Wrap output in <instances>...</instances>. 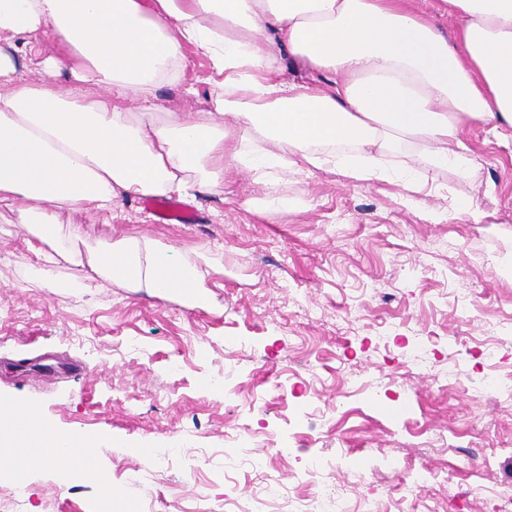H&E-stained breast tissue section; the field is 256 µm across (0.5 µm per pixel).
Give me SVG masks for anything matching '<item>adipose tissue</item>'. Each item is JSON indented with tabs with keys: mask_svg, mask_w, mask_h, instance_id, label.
Listing matches in <instances>:
<instances>
[{
	"mask_svg": "<svg viewBox=\"0 0 512 512\" xmlns=\"http://www.w3.org/2000/svg\"><path fill=\"white\" fill-rule=\"evenodd\" d=\"M437 10L406 0H0V40L18 50L57 40L30 60L44 74L37 81L0 58V208L50 249L33 279L57 285L61 256L86 262L83 288L104 279L205 309L220 256L148 235L83 255L72 249L80 227L60 229L58 210L101 213L122 198L197 185L220 191L232 168L266 178L265 211L280 208L291 171L336 168L412 194L443 171L478 181L463 128L512 143V0H438ZM441 15L455 20L453 33ZM189 45L222 75L210 111L150 118L157 90L182 80ZM285 57L324 89L277 79ZM63 71L88 93L62 91L54 78ZM399 153L403 166L383 168ZM57 433L40 413L0 401V468L16 464L29 437L37 463L63 464Z\"/></svg>",
	"mask_w": 512,
	"mask_h": 512,
	"instance_id": "adipose-tissue-1",
	"label": "adipose tissue"
}]
</instances>
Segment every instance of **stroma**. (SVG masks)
<instances>
[{"mask_svg": "<svg viewBox=\"0 0 512 512\" xmlns=\"http://www.w3.org/2000/svg\"><path fill=\"white\" fill-rule=\"evenodd\" d=\"M179 85L153 113L209 108L210 59L186 47ZM462 140L481 168L406 196L386 181L352 186L340 171L292 172L284 207L262 212L252 173L188 200L199 224H162L139 199L111 213L63 210L94 247L146 233L223 254L210 309L105 283L61 263L74 287L31 281L41 258L0 212V399L38 405L60 430L93 439L101 480L122 512H300L311 459L353 505L385 512H493L512 496V398L481 388L512 378V151L480 127ZM470 196L485 211L455 214ZM78 361L75 377L17 379L16 358ZM237 365L226 392L202 380ZM427 475L418 496L410 473ZM98 482L68 469L0 470L11 512H98Z\"/></svg>", "mask_w": 512, "mask_h": 512, "instance_id": "stroma-1", "label": "stroma"}]
</instances>
